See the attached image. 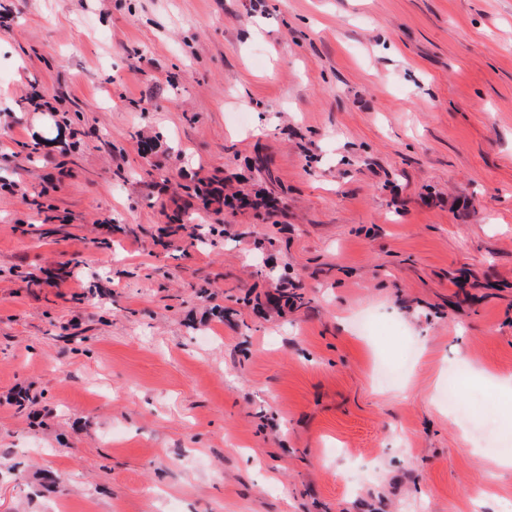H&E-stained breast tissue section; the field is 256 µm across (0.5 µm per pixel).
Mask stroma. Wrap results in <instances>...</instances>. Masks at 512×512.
<instances>
[{"label": "stroma", "mask_w": 512, "mask_h": 512, "mask_svg": "<svg viewBox=\"0 0 512 512\" xmlns=\"http://www.w3.org/2000/svg\"><path fill=\"white\" fill-rule=\"evenodd\" d=\"M510 433L512 0H0V512H505Z\"/></svg>", "instance_id": "35a3bbf8"}]
</instances>
